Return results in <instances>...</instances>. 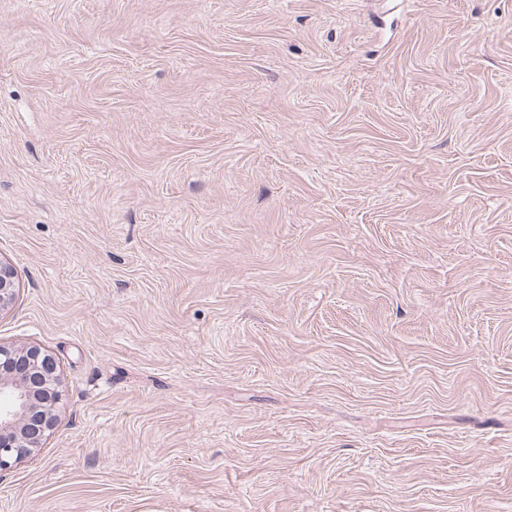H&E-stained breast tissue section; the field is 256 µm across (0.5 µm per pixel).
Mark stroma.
Returning <instances> with one entry per match:
<instances>
[{
    "label": "stroma",
    "mask_w": 512,
    "mask_h": 512,
    "mask_svg": "<svg viewBox=\"0 0 512 512\" xmlns=\"http://www.w3.org/2000/svg\"><path fill=\"white\" fill-rule=\"evenodd\" d=\"M0 512H512V0H0ZM16 294V275L12 265L0 260V311L5 310ZM58 381L57 363L40 349L0 345V470L40 447L54 426Z\"/></svg>",
    "instance_id": "1"
}]
</instances>
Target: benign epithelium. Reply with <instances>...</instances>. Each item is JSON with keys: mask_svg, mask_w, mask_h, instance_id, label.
<instances>
[{"mask_svg": "<svg viewBox=\"0 0 512 512\" xmlns=\"http://www.w3.org/2000/svg\"><path fill=\"white\" fill-rule=\"evenodd\" d=\"M16 294L12 265L0 261V311ZM57 363L40 349L0 345V470L30 455L56 422Z\"/></svg>", "mask_w": 512, "mask_h": 512, "instance_id": "1", "label": "benign epithelium"}]
</instances>
